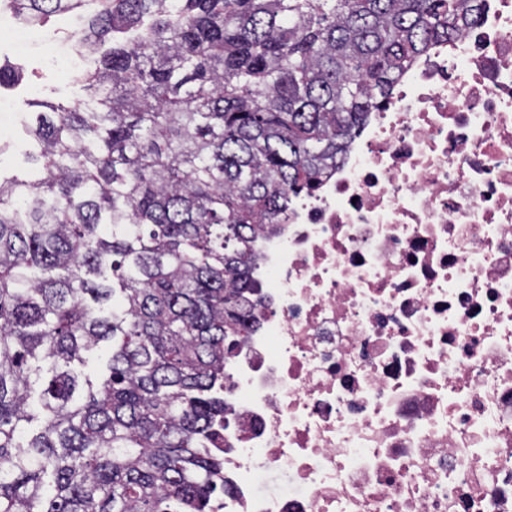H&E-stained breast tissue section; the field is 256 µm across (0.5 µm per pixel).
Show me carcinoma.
Returning <instances> with one entry per match:
<instances>
[{
    "instance_id": "carcinoma-1",
    "label": "carcinoma",
    "mask_w": 512,
    "mask_h": 512,
    "mask_svg": "<svg viewBox=\"0 0 512 512\" xmlns=\"http://www.w3.org/2000/svg\"><path fill=\"white\" fill-rule=\"evenodd\" d=\"M13 2L112 46L0 140V512H209L253 239L481 2Z\"/></svg>"
}]
</instances>
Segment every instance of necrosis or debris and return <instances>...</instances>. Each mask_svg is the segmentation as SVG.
<instances>
[{
    "mask_svg": "<svg viewBox=\"0 0 512 512\" xmlns=\"http://www.w3.org/2000/svg\"><path fill=\"white\" fill-rule=\"evenodd\" d=\"M0 61L38 28L0 0ZM212 512H512V0L436 43L259 234Z\"/></svg>",
    "mask_w": 512,
    "mask_h": 512,
    "instance_id": "1",
    "label": "necrosis or debris"
}]
</instances>
